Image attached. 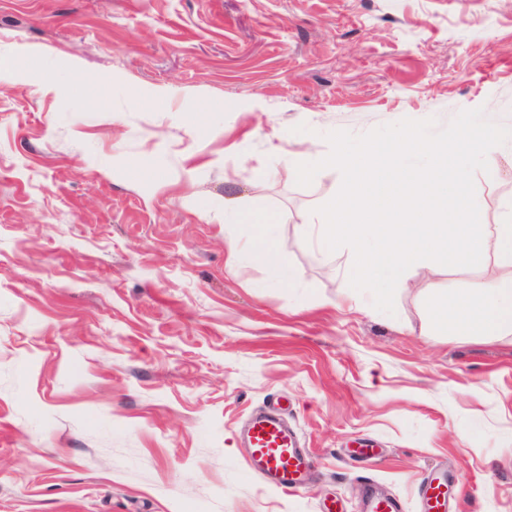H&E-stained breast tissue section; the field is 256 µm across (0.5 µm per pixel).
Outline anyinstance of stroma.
Segmentation results:
<instances>
[{"label":"stroma","mask_w":512,"mask_h":512,"mask_svg":"<svg viewBox=\"0 0 512 512\" xmlns=\"http://www.w3.org/2000/svg\"><path fill=\"white\" fill-rule=\"evenodd\" d=\"M476 108L512 126V0H0V512H358L369 479L421 512L444 468L454 512H512V336L420 333L488 275L414 269L382 313L304 236L339 174L288 176ZM488 164L494 224L512 147ZM226 197L277 218V266L225 267L255 230ZM275 401L315 458L291 495L238 440Z\"/></svg>","instance_id":"35a3bbf8"}]
</instances>
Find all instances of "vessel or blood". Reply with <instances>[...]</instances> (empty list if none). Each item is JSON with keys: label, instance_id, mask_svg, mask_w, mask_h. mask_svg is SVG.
Segmentation results:
<instances>
[{"label": "vessel or blood", "instance_id": "vessel-or-blood-1", "mask_svg": "<svg viewBox=\"0 0 512 512\" xmlns=\"http://www.w3.org/2000/svg\"><path fill=\"white\" fill-rule=\"evenodd\" d=\"M242 437L247 464L255 477L287 495L304 487L313 465L312 454L288 426L279 408L253 413ZM421 498L425 512H448L447 482L438 478L428 481L421 489ZM360 512H401V505L370 487L362 498Z\"/></svg>", "mask_w": 512, "mask_h": 512}]
</instances>
